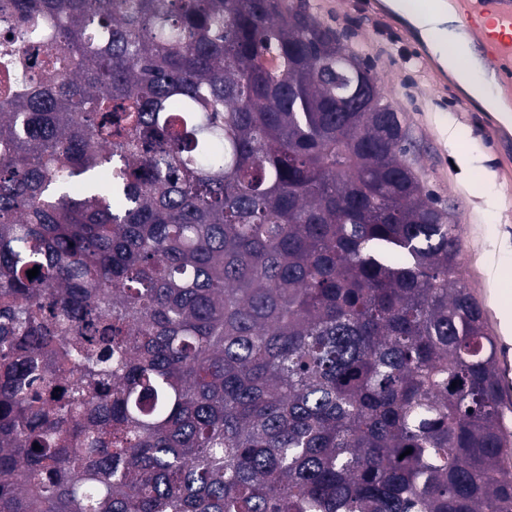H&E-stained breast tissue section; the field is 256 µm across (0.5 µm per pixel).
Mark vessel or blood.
<instances>
[{
    "label": "vessel or blood",
    "mask_w": 512,
    "mask_h": 512,
    "mask_svg": "<svg viewBox=\"0 0 512 512\" xmlns=\"http://www.w3.org/2000/svg\"><path fill=\"white\" fill-rule=\"evenodd\" d=\"M464 25L485 45V71L512 98V0H471Z\"/></svg>",
    "instance_id": "b4317fda"
}]
</instances>
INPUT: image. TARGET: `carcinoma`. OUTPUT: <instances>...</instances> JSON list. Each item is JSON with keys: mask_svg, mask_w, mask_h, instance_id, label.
Returning a JSON list of instances; mask_svg holds the SVG:
<instances>
[{"mask_svg": "<svg viewBox=\"0 0 512 512\" xmlns=\"http://www.w3.org/2000/svg\"><path fill=\"white\" fill-rule=\"evenodd\" d=\"M357 69L288 0H0V512H512L458 225Z\"/></svg>", "mask_w": 512, "mask_h": 512, "instance_id": "1", "label": "carcinoma"}]
</instances>
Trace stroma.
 <instances>
[{
  "instance_id": "stroma-1",
  "label": "stroma",
  "mask_w": 512,
  "mask_h": 512,
  "mask_svg": "<svg viewBox=\"0 0 512 512\" xmlns=\"http://www.w3.org/2000/svg\"><path fill=\"white\" fill-rule=\"evenodd\" d=\"M306 2L319 22L336 31L382 77L426 190L459 226V261L467 287L481 304L490 334L500 336L489 271L492 264H501V287L512 291V120L481 109L458 84L439 80L425 43L404 19L374 10L369 0ZM452 131L475 157L479 174L489 175L494 205L467 184L448 148Z\"/></svg>"
}]
</instances>
